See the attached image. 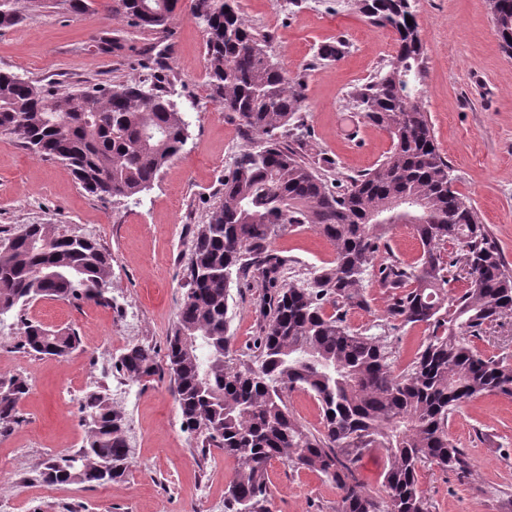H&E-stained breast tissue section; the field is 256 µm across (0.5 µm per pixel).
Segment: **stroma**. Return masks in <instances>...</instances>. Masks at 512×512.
Returning <instances> with one entry per match:
<instances>
[{
    "mask_svg": "<svg viewBox=\"0 0 512 512\" xmlns=\"http://www.w3.org/2000/svg\"><path fill=\"white\" fill-rule=\"evenodd\" d=\"M272 58L304 84V126L293 140L319 162L328 186L373 168L391 148L351 97L383 67L394 46L341 0H237ZM67 11L46 0L0 31V69L30 81L104 86L142 77L153 46L168 55L158 75L183 112L188 138L151 189L135 199L85 191L66 166L43 160L12 136L0 135V231L23 224L57 225L95 236L112 255L110 305L41 300L27 311L45 325L74 329L81 344L63 359L19 347L15 320L0 323V378L25 377L20 421L0 432V512H218L234 467L219 449L200 456L184 431L166 358L167 338L185 293L193 232L221 199L220 190L248 134L237 117L209 97L206 35L178 10L166 35L132 27L109 12ZM426 44L424 102L433 134L492 241L512 265V58L502 52L487 0H416ZM344 39L342 59L320 60V45ZM290 275L310 277L328 266L334 248L303 226L276 237ZM231 347L248 357L259 331L256 282L230 291ZM133 344L157 353V375L132 382L116 360ZM114 396L132 437L134 465L105 485L50 484L44 464L82 447L79 409L87 392ZM448 434L469 459L466 474L425 468L420 487L431 512H512V399L484 396L450 418ZM272 512H336L338 493L318 472L269 468Z\"/></svg>",
    "mask_w": 512,
    "mask_h": 512,
    "instance_id": "obj_1",
    "label": "stroma"
}]
</instances>
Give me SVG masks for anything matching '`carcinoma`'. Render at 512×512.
I'll return each instance as SVG.
<instances>
[{"mask_svg":"<svg viewBox=\"0 0 512 512\" xmlns=\"http://www.w3.org/2000/svg\"><path fill=\"white\" fill-rule=\"evenodd\" d=\"M347 7L392 33L388 63L358 86L353 99L392 146L373 169L328 188L315 162L287 138L303 125L298 81L277 64L235 0H191L207 20L210 97L251 133L224 177L220 203L199 224L186 266L188 290L167 339V364L183 426L199 448H218L235 467L224 512H271L268 467L274 460L320 472L338 490L336 512H430L419 472L430 466L463 472L468 463L448 435L463 404L512 398V359L474 344L488 327L512 317V269L491 242L477 211L455 187L453 168L435 142L424 98L426 56L414 0H345ZM496 35L512 57V0H488ZM42 0H0V28L12 27ZM176 0H114L112 14L161 34ZM412 24H407L406 19ZM0 135L69 167L87 192L118 200L151 188L188 138L182 113L144 77L109 89L37 85L0 71ZM305 224L334 248L331 265L309 281L284 282L288 259L270 250L279 233ZM410 226L420 245L411 264L375 263L380 241ZM472 255L468 288L448 294L446 247ZM112 258L90 235L54 224H25L0 237V318L20 323V345L66 357L80 345L68 329L51 330L25 316L42 299L108 303ZM392 292L378 333L353 330L349 311L369 308L366 276ZM260 283V330L245 363L230 346L234 280ZM332 312H327L326 307ZM407 325L428 334L399 371L389 332ZM117 368L129 380L155 375L148 346L126 349ZM27 381L0 379V425L17 420ZM300 390L320 405L322 429L307 430L288 408ZM87 438L77 451L49 459L50 483L121 480L132 464L124 414L101 392L82 407ZM386 459L384 497L356 477L364 452Z\"/></svg>","mask_w":512,"mask_h":512,"instance_id":"1","label":"carcinoma"}]
</instances>
